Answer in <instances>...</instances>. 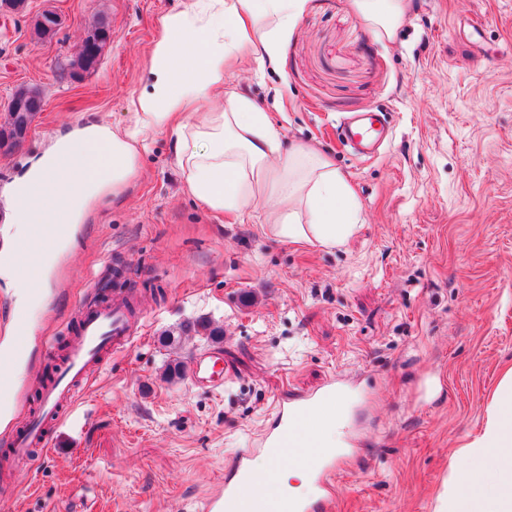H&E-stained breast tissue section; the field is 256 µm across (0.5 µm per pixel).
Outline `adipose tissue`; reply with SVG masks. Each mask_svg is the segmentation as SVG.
I'll use <instances>...</instances> for the list:
<instances>
[{"mask_svg": "<svg viewBox=\"0 0 512 512\" xmlns=\"http://www.w3.org/2000/svg\"><path fill=\"white\" fill-rule=\"evenodd\" d=\"M306 0H183L160 19L149 58L148 84L133 99L131 121H98L59 129L12 184L9 202L14 243L0 255V275L14 279L23 309L43 305L42 288L54 262L81 224L106 198L134 179L148 137L170 133L186 192L214 212L244 219L270 208L279 238L332 248L354 229L358 202L346 177L320 150L284 145L267 112L231 87L230 62L245 55L275 59L280 39ZM373 35H395L409 0H354ZM223 98V108L205 102ZM345 401L317 407L309 431L323 448L339 447L337 429ZM461 456L466 473L438 498L435 512H512V369L496 387L489 416ZM494 474L485 477L484 464ZM277 493L303 497L311 482L296 460L267 458Z\"/></svg>", "mask_w": 512, "mask_h": 512, "instance_id": "adipose-tissue-1", "label": "adipose tissue"}]
</instances>
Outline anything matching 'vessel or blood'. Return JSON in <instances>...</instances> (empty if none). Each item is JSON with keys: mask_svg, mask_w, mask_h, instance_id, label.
<instances>
[{"mask_svg": "<svg viewBox=\"0 0 512 512\" xmlns=\"http://www.w3.org/2000/svg\"><path fill=\"white\" fill-rule=\"evenodd\" d=\"M383 122L384 114L380 111L354 115L345 123L342 139L358 152H365L383 133ZM131 339L127 301L83 306L77 339L69 347L54 382L45 387L39 413L10 441V460L15 467H23L35 449L52 441L54 426L72 407L77 388L102 368L104 352L126 348ZM323 400V395L312 394L279 403L278 429L265 433L260 441L266 451L293 456L307 466L320 490L315 499L295 503L273 494L261 495L248 460L243 457L233 476L225 480L223 491L209 499L207 512H329L331 483L339 457L334 449H317L315 439L303 429L313 409Z\"/></svg>", "mask_w": 512, "mask_h": 512, "instance_id": "1", "label": "vessel or blood"}]
</instances>
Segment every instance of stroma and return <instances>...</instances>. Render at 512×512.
<instances>
[{
	"instance_id": "35a3bbf8",
	"label": "stroma",
	"mask_w": 512,
	"mask_h": 512,
	"mask_svg": "<svg viewBox=\"0 0 512 512\" xmlns=\"http://www.w3.org/2000/svg\"><path fill=\"white\" fill-rule=\"evenodd\" d=\"M181 4L0 6V104L21 86L43 97L26 140L0 153V251L12 242L9 185L64 121L128 122L158 20ZM48 9L61 25L40 41L29 18ZM97 21L111 34L101 61L74 72ZM228 80L284 143L314 145L347 176L356 229L320 249L277 238L264 207L243 222L209 211L185 192L169 136L156 135L139 176L58 259L26 335L0 279V345L24 352L0 446L37 411L55 371L46 347L70 345L99 280L121 269L113 291L137 304L131 346L106 354L49 450L0 492V512H204L242 453L264 464L255 441L276 427V404L330 378L350 400L330 512H434L480 432L512 366V0H410L390 40L351 0H307L278 57L244 60ZM378 110L385 143L355 155L339 119ZM196 320L220 326L222 341L162 345L164 331ZM208 352L222 357V387L165 379L171 360Z\"/></svg>"
}]
</instances>
